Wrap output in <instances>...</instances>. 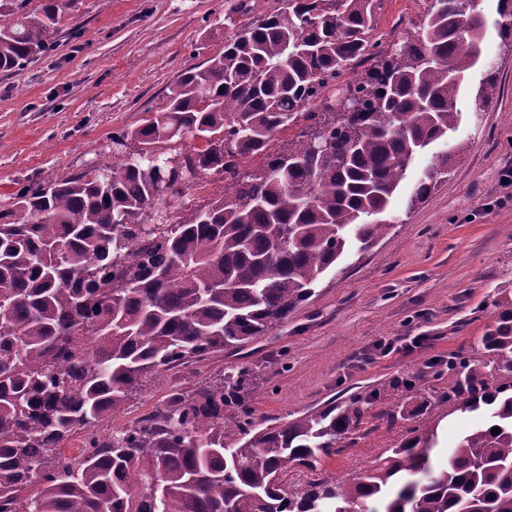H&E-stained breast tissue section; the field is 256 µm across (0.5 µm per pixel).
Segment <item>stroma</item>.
<instances>
[{
	"instance_id": "1",
	"label": "stroma",
	"mask_w": 512,
	"mask_h": 512,
	"mask_svg": "<svg viewBox=\"0 0 512 512\" xmlns=\"http://www.w3.org/2000/svg\"><path fill=\"white\" fill-rule=\"evenodd\" d=\"M485 54L495 66L484 111L471 95L458 101L454 141L466 150L447 178L415 208L408 194L430 166L416 158L390 204L400 219L371 252L350 255L314 295L266 336L195 364L205 381L263 359L252 394L257 427L277 426L352 397L370 399L353 444L323 458V476L354 478L397 446L415 419L387 424L382 413L405 401L402 380L429 359L475 349L495 314L496 287L512 280V42L498 35L496 0H482ZM224 0H76L59 24L53 51L0 72V214L18 192L99 164L121 162L112 135L161 109L185 69L223 50ZM389 340L391 353L378 350ZM442 450L471 428L474 417L433 408Z\"/></svg>"
}]
</instances>
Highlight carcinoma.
Masks as SVG:
<instances>
[{
    "instance_id": "1",
    "label": "carcinoma",
    "mask_w": 512,
    "mask_h": 512,
    "mask_svg": "<svg viewBox=\"0 0 512 512\" xmlns=\"http://www.w3.org/2000/svg\"><path fill=\"white\" fill-rule=\"evenodd\" d=\"M14 0L0 12V70L33 60L74 0ZM225 0L235 28L224 51L184 71L166 107L112 134L129 149L17 194L0 214V512H512V280L480 352L448 358L439 402L479 421L436 470L437 426L423 424L348 482L291 488L359 433L370 402L352 398L279 427L256 429L255 367L168 388L160 408L121 433L101 427L132 393L173 370L266 335L314 295L344 253L383 240V219L414 159L459 128L457 101L478 67L484 19L476 0H425L411 35H379L383 0ZM512 39V0H497ZM367 65L350 81L346 73ZM357 98L344 115L330 97ZM306 122L283 150L268 147ZM191 137L171 155L165 145ZM465 143L435 156L408 208L425 200ZM263 155L247 175L241 163ZM224 192L177 224H144L162 175L180 198L202 174ZM426 377L402 382L412 409L432 402ZM500 428V433L492 429ZM84 432L74 457L58 453Z\"/></svg>"
}]
</instances>
